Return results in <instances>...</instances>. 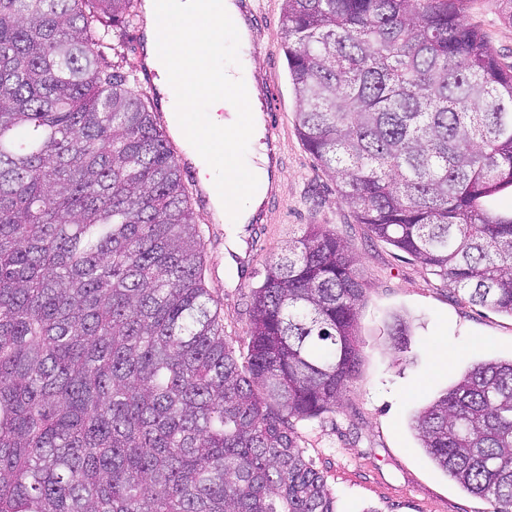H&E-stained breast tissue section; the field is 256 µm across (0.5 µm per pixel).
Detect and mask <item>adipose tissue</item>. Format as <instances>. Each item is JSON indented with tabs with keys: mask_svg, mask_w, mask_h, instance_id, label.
<instances>
[{
	"mask_svg": "<svg viewBox=\"0 0 512 512\" xmlns=\"http://www.w3.org/2000/svg\"><path fill=\"white\" fill-rule=\"evenodd\" d=\"M176 24L166 43L157 42L158 0H145L144 20L149 33L145 64L159 75H178L180 90L169 96L171 132L181 136L192 125L196 136L187 155L202 184L216 171L225 177L249 181L252 193H225L213 201L218 221L235 212L236 223H246L249 210L266 188L267 158L261 143L263 125L257 110L259 99L254 73L257 61L248 53L245 32H236L231 52L214 47L211 37L221 20L234 16V0H222L220 12H212L206 0H169Z\"/></svg>",
	"mask_w": 512,
	"mask_h": 512,
	"instance_id": "obj_1",
	"label": "adipose tissue"
}]
</instances>
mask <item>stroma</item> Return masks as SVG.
I'll list each match as a JSON object with an SVG mask.
<instances>
[{
  "label": "stroma",
  "mask_w": 512,
  "mask_h": 512,
  "mask_svg": "<svg viewBox=\"0 0 512 512\" xmlns=\"http://www.w3.org/2000/svg\"><path fill=\"white\" fill-rule=\"evenodd\" d=\"M268 25L256 35L255 57L265 83L277 89L279 154L274 176L277 204L264 223L225 230L211 211L200 212L205 236V282L224 314L225 333L243 347L250 290L263 280L265 263L304 225L321 224L356 253L365 286L359 308L361 361L342 407L297 425L304 456L324 476L336 512H493L425 456L410 422L470 365L512 358V316L470 304L438 276L394 246L373 237L336 186L317 170L293 124L297 101L281 49V0H262ZM467 11L501 62L512 65V0H469ZM144 20L115 30L109 57L134 73L161 106L158 89L142 77ZM409 332L403 345L393 333L399 320ZM446 341L452 357L437 367L434 348Z\"/></svg>",
  "instance_id": "obj_1"
}]
</instances>
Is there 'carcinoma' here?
<instances>
[{
    "label": "carcinoma",
    "instance_id": "cac0c4a2",
    "mask_svg": "<svg viewBox=\"0 0 512 512\" xmlns=\"http://www.w3.org/2000/svg\"><path fill=\"white\" fill-rule=\"evenodd\" d=\"M467 0H282L295 129L377 238L512 316V66ZM141 0H0V512H335L296 424L359 364L351 248L307 224L251 292L246 352L203 281L168 126L114 70ZM512 512V359L418 414Z\"/></svg>",
    "mask_w": 512,
    "mask_h": 512
}]
</instances>
